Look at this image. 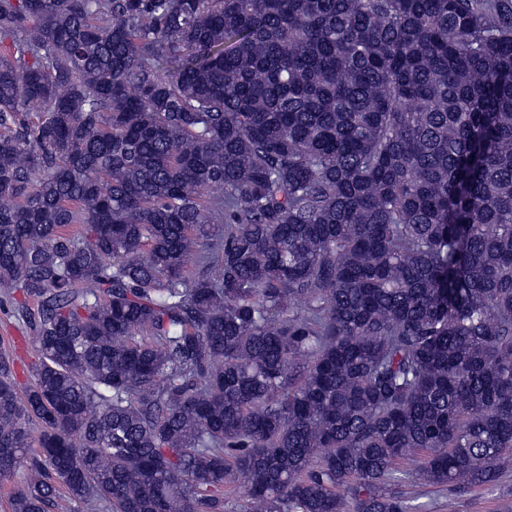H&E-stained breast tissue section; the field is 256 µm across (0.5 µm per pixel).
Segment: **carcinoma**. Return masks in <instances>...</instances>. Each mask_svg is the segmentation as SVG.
<instances>
[{"mask_svg": "<svg viewBox=\"0 0 512 512\" xmlns=\"http://www.w3.org/2000/svg\"><path fill=\"white\" fill-rule=\"evenodd\" d=\"M15 291L38 361L21 395L0 356L12 512H225L239 481L245 512H409L393 486L494 484L512 0H0Z\"/></svg>", "mask_w": 512, "mask_h": 512, "instance_id": "cac0c4a2", "label": "carcinoma"}]
</instances>
